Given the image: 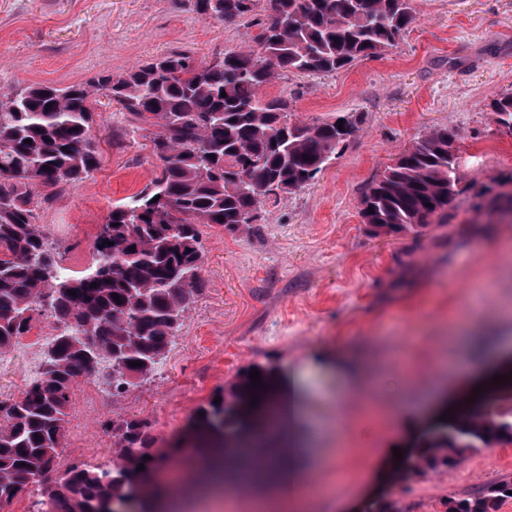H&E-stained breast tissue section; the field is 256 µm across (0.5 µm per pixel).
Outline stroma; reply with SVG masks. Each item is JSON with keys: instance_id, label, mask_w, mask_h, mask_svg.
Masks as SVG:
<instances>
[{"instance_id": "stroma-1", "label": "stroma", "mask_w": 512, "mask_h": 512, "mask_svg": "<svg viewBox=\"0 0 512 512\" xmlns=\"http://www.w3.org/2000/svg\"><path fill=\"white\" fill-rule=\"evenodd\" d=\"M416 19L384 54L331 75H288L263 88L292 99L295 120L316 123L362 114L360 131L311 185L262 208L250 231L202 227L205 284L156 375L124 395L98 367L72 387L67 443L57 471L77 463L111 467L113 417L148 421L154 451L169 469L189 453L177 442L201 406L222 396L236 373L259 363L295 376L303 412L334 422L308 450L320 457L301 480L338 501L369 495L380 448L401 424L365 422L409 392L439 384L465 390L512 345V219L479 206L478 192L512 175V133L489 104L512 92V0H415ZM260 28L225 24L176 0H0V90L60 87L119 74L179 48L210 61L243 47ZM116 105L98 106L100 165L36 211L66 268H87L113 204L140 191L158 160L152 133L131 132ZM454 134L462 180L450 223L419 234L378 235L360 198L392 159L433 128ZM340 353L341 373L316 352ZM512 478V445L484 448L459 465L410 474L387 489L404 512H445L443 502ZM195 472L180 490L188 512H251L252 492L223 504L192 497Z\"/></svg>"}]
</instances>
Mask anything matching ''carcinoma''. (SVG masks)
<instances>
[{
	"label": "carcinoma",
	"instance_id": "carcinoma-1",
	"mask_svg": "<svg viewBox=\"0 0 512 512\" xmlns=\"http://www.w3.org/2000/svg\"><path fill=\"white\" fill-rule=\"evenodd\" d=\"M178 2L234 24L255 16L260 0ZM270 2L278 20H260L255 45L227 51L220 60L197 61L175 49L120 74L0 94V354L30 332L44 308L62 327L40 378L19 399L0 401L1 506L29 483L38 485L36 512H117L110 505L128 502L151 512L164 498L148 476L167 458L152 456L149 424L137 418L112 420V469L73 466L55 484H44L66 447L74 382L102 363L112 368L114 396L149 379L203 287L200 226L250 229L263 202L311 184L343 144L338 120L295 121L288 98H268L262 88L286 73L329 74L379 56L398 44L416 17L414 0ZM102 97L154 128L162 169L112 206L94 262L69 273L36 224V194L75 187L97 168L92 104ZM490 108L495 121L512 130V93ZM452 137L450 129L435 128L402 152L361 197L364 223L379 233H417L420 220L448 223V198L460 181L448 157ZM254 368L264 388H253L251 368L237 372L220 403L202 408L185 435L196 448L236 452L232 469L206 464L214 482L247 485L294 447L292 435L274 424L280 413L276 369ZM473 409L477 413L467 408L456 423L432 431L422 450L402 462L398 479L451 468L481 448L512 445V413L498 411L485 396ZM511 491V479L490 483L450 498L447 512H499Z\"/></svg>",
	"mask_w": 512,
	"mask_h": 512
}]
</instances>
